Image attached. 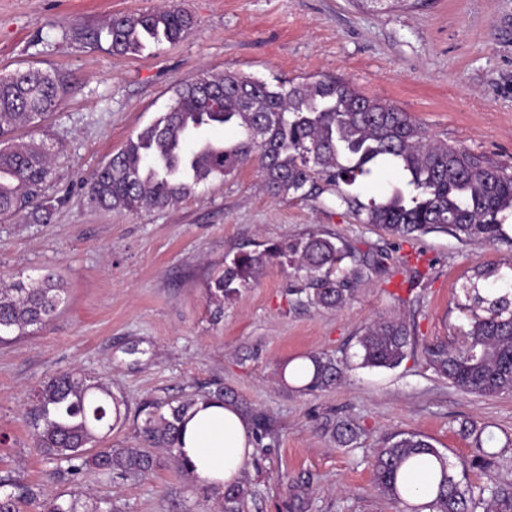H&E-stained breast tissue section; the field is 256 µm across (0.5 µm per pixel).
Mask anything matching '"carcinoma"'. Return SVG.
Segmentation results:
<instances>
[{
	"label": "carcinoma",
	"instance_id": "carcinoma-1",
	"mask_svg": "<svg viewBox=\"0 0 512 512\" xmlns=\"http://www.w3.org/2000/svg\"><path fill=\"white\" fill-rule=\"evenodd\" d=\"M194 28L182 6L116 16L105 23L110 51L138 54L149 42L174 45ZM86 45L101 42L102 30L74 29ZM69 89L57 70L29 67L0 75V215L23 214L33 224L47 220L40 200L57 158L44 139L12 141L18 127L36 129L56 111ZM239 130L231 141L208 131ZM250 163L258 166L266 188L275 196L298 194L318 176L337 187L340 204L354 208L363 224L390 236L410 239L432 231L451 232L465 242L510 243L504 230L512 215V172L464 148L434 138L398 107L357 92L347 82L322 77L271 86L235 71L181 80L172 103L97 169L85 183L89 203L105 210L161 209L180 202L202 184L228 177ZM397 183L381 200L363 203L340 189L369 180L381 166ZM288 263L300 275L298 293L308 303L335 309L352 296L355 281L380 265V259L336 236L311 232L307 237L242 251L224 264L209 286L218 305L237 287L256 280L270 263ZM473 277L493 279L491 296L477 284L463 286L471 312L462 345L444 343L425 348L435 372L453 386L487 397L512 391V283L499 268L478 266ZM64 288L50 278L0 287V343L25 336L29 328L49 322L64 303ZM359 366L393 369L415 346L404 319H381L358 340ZM348 361L310 354L295 369L302 390L332 385ZM224 399V390L192 395L164 405L147 404L140 428L141 448L100 447L128 417L127 401L94 376L66 372L45 382L31 397L25 420L36 447L49 460L64 465L59 475L72 481L94 470L122 480H138L157 465L152 449L176 452L187 410L199 399ZM336 444L350 448L360 438L350 421L329 422ZM426 466L437 476L433 512H512V493L498 486L480 492L462 483L447 456L428 437L415 432L383 439L373 469L378 488L402 500L404 466ZM250 490L242 484L224 488L222 512H240ZM35 489L11 474L0 475V512H23L37 502ZM44 512H112L107 500L90 509L76 495L42 502Z\"/></svg>",
	"mask_w": 512,
	"mask_h": 512
}]
</instances>
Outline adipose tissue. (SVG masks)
Here are the masks:
<instances>
[{
  "label": "adipose tissue",
  "instance_id": "1",
  "mask_svg": "<svg viewBox=\"0 0 512 512\" xmlns=\"http://www.w3.org/2000/svg\"><path fill=\"white\" fill-rule=\"evenodd\" d=\"M253 453L250 425L235 407L201 399L186 413L177 450L179 462L216 494L240 483Z\"/></svg>",
  "mask_w": 512,
  "mask_h": 512
}]
</instances>
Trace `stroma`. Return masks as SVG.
<instances>
[{
    "instance_id": "obj_1",
    "label": "stroma",
    "mask_w": 512,
    "mask_h": 512,
    "mask_svg": "<svg viewBox=\"0 0 512 512\" xmlns=\"http://www.w3.org/2000/svg\"><path fill=\"white\" fill-rule=\"evenodd\" d=\"M161 0H0V75L57 68L70 91L40 133L62 154L43 199L48 223L0 216V282L59 281L66 300L42 329L0 345V473L42 497L77 491L112 512H218L219 501L170 454L135 482L88 471L68 482L36 448L25 411L50 377L81 371L124 395L130 413L223 388L261 433L244 479L242 512H397L375 482L384 436L417 432L465 484L512 486V392L479 397L440 378L427 345L461 342L463 284L479 265L512 273V246L474 245L446 232L413 240L361 223L320 178L272 197L256 165L215 180L175 206L139 213L92 207L83 181L163 112L183 79L225 69L269 84L344 79L396 105L438 139L512 165V0H178L195 19L169 45L120 56L72 40L73 26ZM317 231L381 256L338 309L292 293L274 264L216 306L211 280L241 251ZM401 317L416 345L393 369L353 367L323 390L284 382L285 362L352 356L365 327ZM361 430L341 448L324 429ZM475 427L476 436L462 426Z\"/></svg>"
}]
</instances>
